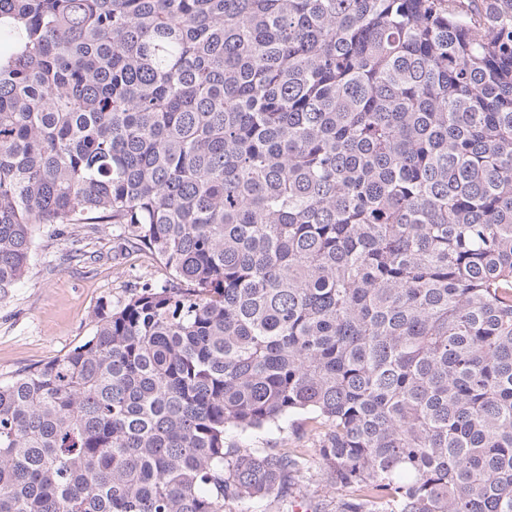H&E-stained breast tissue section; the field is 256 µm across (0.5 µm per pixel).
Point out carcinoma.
<instances>
[{"label": "carcinoma", "instance_id": "obj_1", "mask_svg": "<svg viewBox=\"0 0 512 512\" xmlns=\"http://www.w3.org/2000/svg\"><path fill=\"white\" fill-rule=\"evenodd\" d=\"M169 277L0 380V512H512V0H0V298L35 231ZM304 416H294L281 427L263 428L247 433L229 432L227 442L242 448L264 451L272 448H297L307 450L310 470L314 473L309 483L292 488L289 501L301 504L307 512H336V500L345 492L326 485L317 475L319 470L318 436L310 432ZM309 509V511H308Z\"/></svg>", "mask_w": 512, "mask_h": 512}]
</instances>
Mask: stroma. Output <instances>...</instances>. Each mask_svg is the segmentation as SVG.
Listing matches in <instances>:
<instances>
[{
	"label": "stroma",
	"mask_w": 512,
	"mask_h": 512,
	"mask_svg": "<svg viewBox=\"0 0 512 512\" xmlns=\"http://www.w3.org/2000/svg\"><path fill=\"white\" fill-rule=\"evenodd\" d=\"M121 242L117 229L98 226L88 245L93 259L75 266L62 260L71 248L67 238L50 243L45 232H38L27 275L9 297L0 299V378L62 356L93 335L102 304L121 305L143 281L165 279L159 262L146 257L130 259ZM227 440L255 451H306L313 478L294 486L291 498L307 512H336L342 492L318 477V437L303 417H293L278 427L232 431Z\"/></svg>",
	"instance_id": "35a3bbf8"
}]
</instances>
